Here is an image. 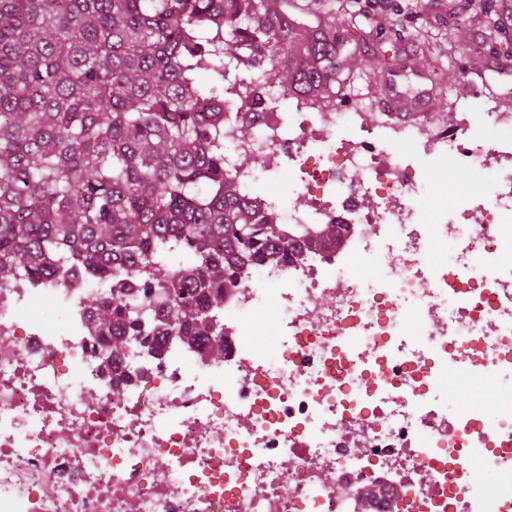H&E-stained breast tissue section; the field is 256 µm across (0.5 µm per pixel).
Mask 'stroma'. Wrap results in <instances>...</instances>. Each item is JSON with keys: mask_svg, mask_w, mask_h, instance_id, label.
I'll return each mask as SVG.
<instances>
[{"mask_svg": "<svg viewBox=\"0 0 512 512\" xmlns=\"http://www.w3.org/2000/svg\"><path fill=\"white\" fill-rule=\"evenodd\" d=\"M278 12L299 24L303 35L332 27L338 73L325 101L330 109L357 108L366 122L385 121L390 97L407 111L435 97L444 125L461 118L455 106L479 111L495 98L512 127V53L492 50L484 37L483 0H398L397 14L372 13L347 0H275ZM306 56L278 52L273 64L247 67L241 88L251 99L260 76L277 80L298 72Z\"/></svg>", "mask_w": 512, "mask_h": 512, "instance_id": "stroma-1", "label": "stroma"}]
</instances>
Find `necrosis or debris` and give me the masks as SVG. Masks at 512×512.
I'll return each mask as SVG.
<instances>
[{"label":"necrosis or debris","instance_id":"necrosis-or-debris-1","mask_svg":"<svg viewBox=\"0 0 512 512\" xmlns=\"http://www.w3.org/2000/svg\"><path fill=\"white\" fill-rule=\"evenodd\" d=\"M267 98L224 159L249 157L274 223L341 225L340 247L251 264L223 360L134 348L119 401L93 284L0 285V512H512V130L489 102L422 141L432 116L369 128ZM442 157L471 181L434 180ZM360 263L376 274L346 275ZM454 375L496 380L493 410L449 411Z\"/></svg>","mask_w":512,"mask_h":512}]
</instances>
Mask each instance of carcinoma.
Listing matches in <instances>:
<instances>
[{"label":"carcinoma","mask_w":512,"mask_h":512,"mask_svg":"<svg viewBox=\"0 0 512 512\" xmlns=\"http://www.w3.org/2000/svg\"><path fill=\"white\" fill-rule=\"evenodd\" d=\"M268 0H0V281L92 279L116 372L156 336L224 359V290L255 261L297 256L247 201L248 159L224 166V64L300 33L260 22ZM321 85L336 34L305 44ZM297 77V78H299ZM297 78L279 82L286 95ZM337 244L336 225L302 228Z\"/></svg>","instance_id":"carcinoma-1"}]
</instances>
